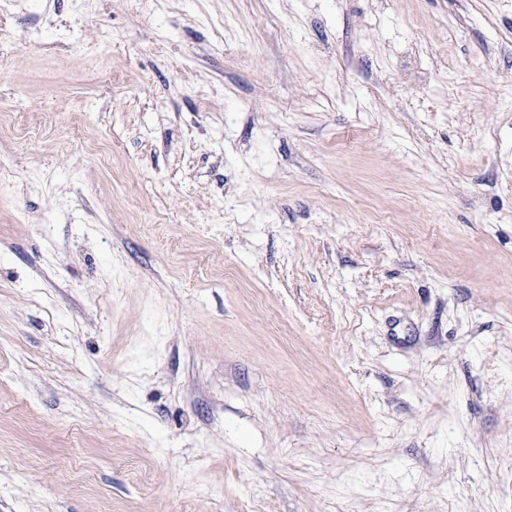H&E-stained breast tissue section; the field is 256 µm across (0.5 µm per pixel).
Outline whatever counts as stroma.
I'll return each instance as SVG.
<instances>
[{
	"label": "stroma",
	"instance_id": "obj_1",
	"mask_svg": "<svg viewBox=\"0 0 512 512\" xmlns=\"http://www.w3.org/2000/svg\"><path fill=\"white\" fill-rule=\"evenodd\" d=\"M512 512V0H13L0 512Z\"/></svg>",
	"mask_w": 512,
	"mask_h": 512
}]
</instances>
